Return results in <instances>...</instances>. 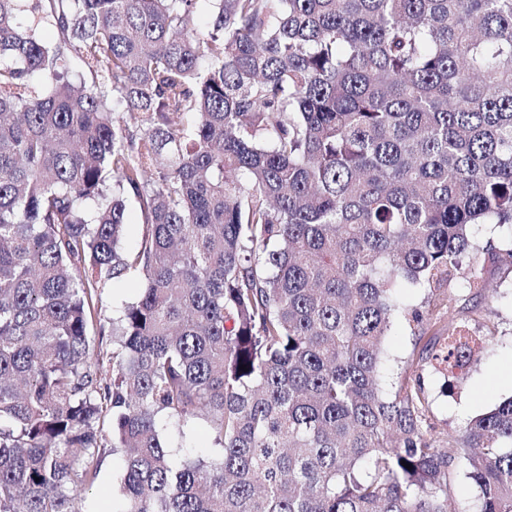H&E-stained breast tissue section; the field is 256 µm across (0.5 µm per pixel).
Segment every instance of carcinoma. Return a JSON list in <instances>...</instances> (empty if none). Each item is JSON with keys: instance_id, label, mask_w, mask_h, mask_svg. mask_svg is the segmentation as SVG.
<instances>
[{"instance_id": "obj_1", "label": "carcinoma", "mask_w": 512, "mask_h": 512, "mask_svg": "<svg viewBox=\"0 0 512 512\" xmlns=\"http://www.w3.org/2000/svg\"><path fill=\"white\" fill-rule=\"evenodd\" d=\"M197 2L0 0V512H83L107 447L114 512H448L460 467L512 512V396L429 423L477 339L380 374L402 289L484 287L474 225L512 257V0ZM126 215L128 225L124 236V244L128 249H133L140 244L145 227L142 223L140 210L135 202L131 201L127 205ZM139 288L140 284L136 281L122 280L110 282L102 290L101 303H99V309L101 308L100 317L105 320L112 318V312L116 307L124 302L134 301L137 298L140 292ZM170 438L174 447H187L181 448L182 453L197 455V456H210L213 451L212 441L207 433L206 424L204 420L198 419L193 425L191 433L185 440H181L177 433L170 429Z\"/></svg>"}]
</instances>
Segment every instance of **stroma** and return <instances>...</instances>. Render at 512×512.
I'll return each mask as SVG.
<instances>
[{
    "mask_svg": "<svg viewBox=\"0 0 512 512\" xmlns=\"http://www.w3.org/2000/svg\"><path fill=\"white\" fill-rule=\"evenodd\" d=\"M482 267L484 296L472 297L464 280H457L433 307L425 326L426 336L444 337L462 325L488 343L456 374L448 391H441L439 374L429 369L423 373L432 399L431 424L445 436H456L467 420L512 396V387L500 385L503 368L512 364V258L499 253L483 260ZM120 472V456L105 454L97 481L82 492L91 512H112V484Z\"/></svg>",
    "mask_w": 512,
    "mask_h": 512,
    "instance_id": "35a3bbf8",
    "label": "stroma"
}]
</instances>
